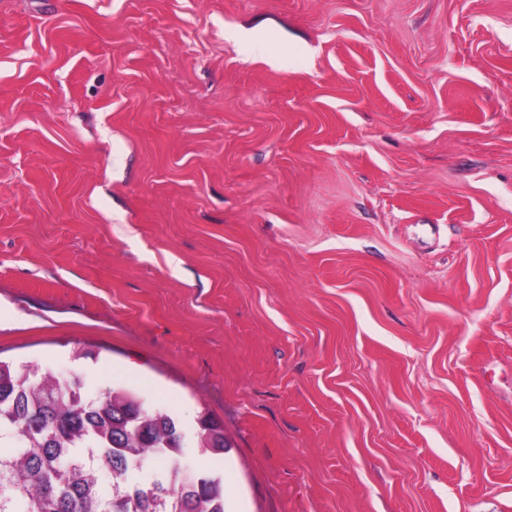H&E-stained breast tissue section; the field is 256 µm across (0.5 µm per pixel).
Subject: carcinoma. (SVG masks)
Returning a JSON list of instances; mask_svg holds the SVG:
<instances>
[{
  "label": "carcinoma",
  "instance_id": "cac0c4a2",
  "mask_svg": "<svg viewBox=\"0 0 512 512\" xmlns=\"http://www.w3.org/2000/svg\"><path fill=\"white\" fill-rule=\"evenodd\" d=\"M198 437L205 452L227 451L205 416ZM181 453L176 418L134 394L93 399L77 381L0 361V512H225L222 476L204 469L188 488Z\"/></svg>",
  "mask_w": 512,
  "mask_h": 512
}]
</instances>
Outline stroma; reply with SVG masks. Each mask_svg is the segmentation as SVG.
<instances>
[{"mask_svg": "<svg viewBox=\"0 0 512 512\" xmlns=\"http://www.w3.org/2000/svg\"><path fill=\"white\" fill-rule=\"evenodd\" d=\"M0 359L227 512H512V0H0ZM199 419L200 448L215 455L224 454L229 448L224 440V434L207 417L201 416Z\"/></svg>", "mask_w": 512, "mask_h": 512, "instance_id": "stroma-1", "label": "stroma"}]
</instances>
